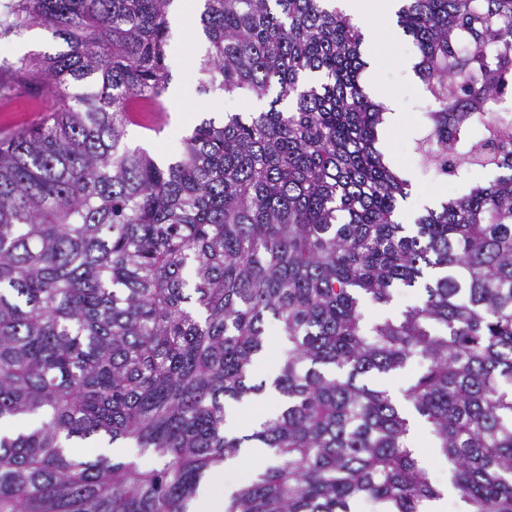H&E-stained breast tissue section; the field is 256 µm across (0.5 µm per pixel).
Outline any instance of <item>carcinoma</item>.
Masks as SVG:
<instances>
[{
    "label": "carcinoma",
    "instance_id": "cac0c4a2",
    "mask_svg": "<svg viewBox=\"0 0 512 512\" xmlns=\"http://www.w3.org/2000/svg\"><path fill=\"white\" fill-rule=\"evenodd\" d=\"M174 0H18L67 50L0 62L63 98L0 143V512H188L244 443L276 463L225 512H426L441 497L405 410L430 427L470 512H512V0H404L444 170L508 174L395 220L409 182L376 149L363 34L329 0H203L198 91L265 112L196 125L160 161L126 141L164 95ZM484 136L475 141V125ZM398 288L420 303L368 322ZM288 341L286 403L252 434L265 323ZM396 398L368 378L405 370ZM129 444L155 466L78 442Z\"/></svg>",
    "mask_w": 512,
    "mask_h": 512
}]
</instances>
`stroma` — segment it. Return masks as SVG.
Returning a JSON list of instances; mask_svg holds the SVG:
<instances>
[{
	"mask_svg": "<svg viewBox=\"0 0 512 512\" xmlns=\"http://www.w3.org/2000/svg\"><path fill=\"white\" fill-rule=\"evenodd\" d=\"M170 27L167 64L172 85L182 88L184 96L181 102L169 104L170 119L161 132L154 133L136 126L128 129L132 143H158L160 156L164 159L175 157L182 151L183 140L191 132L193 123L210 118L219 121L228 112H252L258 104L255 98L228 96L219 90L206 95L199 93L196 62L206 52V41L191 23L174 18ZM61 48V43L53 38L51 32L38 25L10 34L0 33V60L53 54ZM369 53L383 90L396 97L403 107L404 124L392 138V162L411 173L419 191L437 194L447 200L468 192L472 186L489 184L499 176L500 171L496 168L448 174L426 170L416 146L418 140L428 133L422 113L430 101L419 76H407L404 69L407 60L419 59V50L411 37L400 34L379 41L370 47ZM31 101V93L22 88L10 96L0 97V140L9 139L39 121V113L29 109ZM180 112L192 115V124L179 125L176 115Z\"/></svg>",
	"mask_w": 512,
	"mask_h": 512,
	"instance_id": "obj_1",
	"label": "stroma"
}]
</instances>
